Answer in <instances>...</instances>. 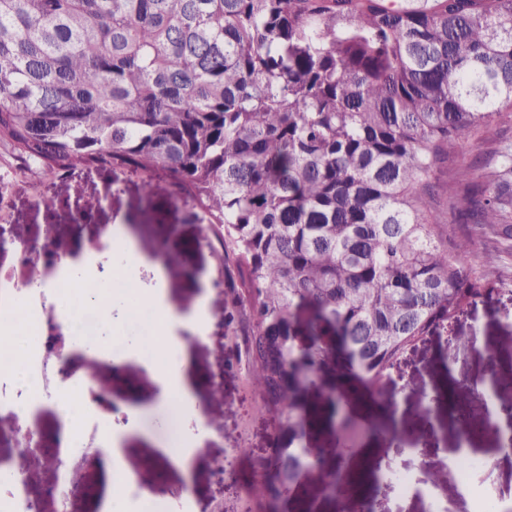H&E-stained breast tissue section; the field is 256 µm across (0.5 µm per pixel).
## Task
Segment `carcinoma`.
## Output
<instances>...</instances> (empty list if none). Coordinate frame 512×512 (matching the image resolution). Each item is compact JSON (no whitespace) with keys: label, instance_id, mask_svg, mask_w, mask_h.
Segmentation results:
<instances>
[{"label":"carcinoma","instance_id":"obj_1","mask_svg":"<svg viewBox=\"0 0 512 512\" xmlns=\"http://www.w3.org/2000/svg\"><path fill=\"white\" fill-rule=\"evenodd\" d=\"M512 110V0H0V140L34 174L174 181L224 242L249 364L280 413L258 491L318 470L387 371L494 291L467 258L512 236V151L442 242L430 177ZM304 308L307 319L295 310ZM317 452L305 447L309 433Z\"/></svg>","mask_w":512,"mask_h":512}]
</instances>
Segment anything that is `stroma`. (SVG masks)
<instances>
[{"label":"stroma","instance_id":"35a3bbf8","mask_svg":"<svg viewBox=\"0 0 512 512\" xmlns=\"http://www.w3.org/2000/svg\"><path fill=\"white\" fill-rule=\"evenodd\" d=\"M507 147L512 148V112L496 115L435 171L437 223L458 229L463 226L447 204L448 184L455 177L456 166L475 155L492 156ZM18 167V161L0 146V173H8L10 183L7 192L0 194V218L13 225L19 236L41 242L50 236L64 240L75 233L70 204L57 209L49 223L38 205L39 198L95 202L99 205L95 219L75 233L85 247L80 275L111 288L115 252L109 247L92 251L88 245L98 240L104 226L120 224L144 257L132 272L136 289L149 290L156 282H164L166 302L180 313L195 306L199 295L207 297L208 317L201 339L191 345L189 369L196 381L194 392L204 424H197L190 415L169 416L147 371L146 361L151 356L148 328L125 331L119 346L112 350L114 404L119 408L134 404L138 415L132 424L123 416L113 418L109 429L120 435L123 463L140 489L160 487L154 504L133 497L125 504L126 512H167L187 485L193 496L190 512H213L219 506L224 512H266V500L249 494L246 485L255 476L258 457L269 446L268 412L250 378L247 338L240 325L224 322L236 293L217 281L212 235L200 224L185 222L187 203L178 198L168 178L118 169L107 179L84 169L66 182L44 176L30 185L20 180ZM494 244L503 251V261L493 275L497 291L477 298L449 324L447 332L427 337L408 350L382 385V401L404 412H417L427 393L444 387L449 390V405L435 408L431 422L420 429L403 427L387 413L371 415L359 402L349 406L351 420L364 432L343 453L345 484L354 488L361 480L373 481L388 463L413 478L412 490L405 493L375 483L377 512H475L472 495L457 479L455 407L468 404L474 425H481L486 395L476 389V382L486 377L490 357L512 364V239L498 238ZM174 251L179 252L180 261L167 262L166 254ZM451 335L473 336L477 342L458 349L447 365L440 361L439 353ZM179 431L202 441L201 447L192 451L186 473L164 453ZM228 455L235 458L233 468L217 476L216 463ZM467 456L492 458L490 469L478 472L474 481L491 484L499 503H512V452L498 453L494 435L486 432L470 437Z\"/></svg>","mask_w":512,"mask_h":512}]
</instances>
